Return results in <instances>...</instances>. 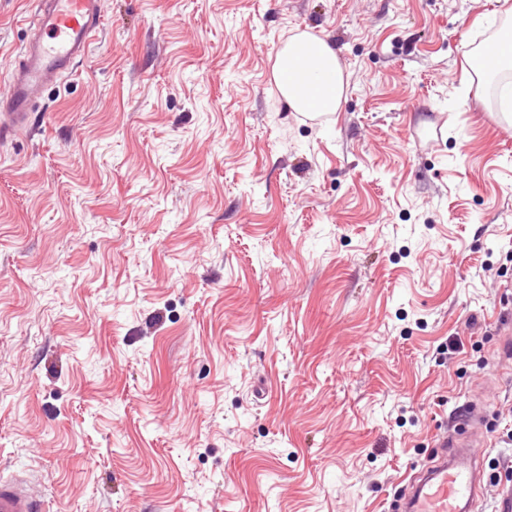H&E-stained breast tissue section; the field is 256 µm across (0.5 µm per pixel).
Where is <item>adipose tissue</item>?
Here are the masks:
<instances>
[{
	"mask_svg": "<svg viewBox=\"0 0 512 512\" xmlns=\"http://www.w3.org/2000/svg\"><path fill=\"white\" fill-rule=\"evenodd\" d=\"M273 76L280 96L295 112L307 113L313 98L323 114L341 106L344 69L335 49L321 37L308 32L290 36L275 56Z\"/></svg>",
	"mask_w": 512,
	"mask_h": 512,
	"instance_id": "obj_1",
	"label": "adipose tissue"
}]
</instances>
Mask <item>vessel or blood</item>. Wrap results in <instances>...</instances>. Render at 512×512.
<instances>
[{
  "instance_id": "obj_1",
  "label": "vessel or blood",
  "mask_w": 512,
  "mask_h": 512,
  "mask_svg": "<svg viewBox=\"0 0 512 512\" xmlns=\"http://www.w3.org/2000/svg\"><path fill=\"white\" fill-rule=\"evenodd\" d=\"M30 36L15 58L6 96L0 97V140L32 126L35 103L45 89L89 51L104 22L102 0H31ZM484 442V410L474 405L461 427L435 439L434 463L423 468L401 512H474L484 496L482 472L472 449ZM0 512H45L30 479L0 478Z\"/></svg>"
}]
</instances>
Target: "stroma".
Returning a JSON list of instances; mask_svg holds the SVG:
<instances>
[{
    "mask_svg": "<svg viewBox=\"0 0 512 512\" xmlns=\"http://www.w3.org/2000/svg\"><path fill=\"white\" fill-rule=\"evenodd\" d=\"M0 0V95L29 34ZM504 0H104L0 142V474L49 512H393L469 402L512 446ZM332 43L338 112L279 96ZM463 349L449 354L448 340ZM273 76L280 96L300 114H328L340 108L346 87L336 50L325 39L308 32L290 36L276 53ZM319 101L320 112H308L309 100ZM498 54L496 57L485 56L481 60L480 67L484 72H494L504 66L512 68V34H505L497 45Z\"/></svg>",
    "mask_w": 512,
    "mask_h": 512,
    "instance_id": "obj_1",
    "label": "stroma"
}]
</instances>
